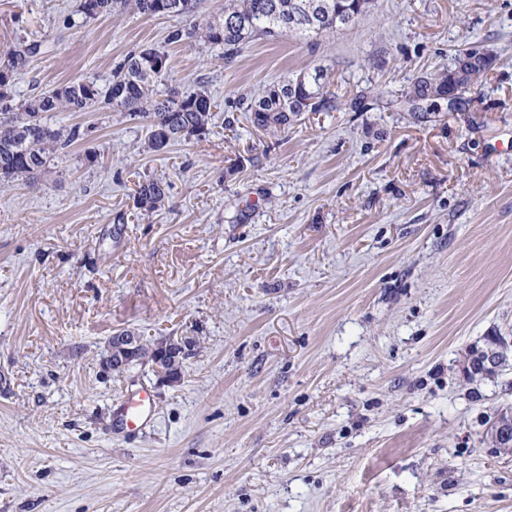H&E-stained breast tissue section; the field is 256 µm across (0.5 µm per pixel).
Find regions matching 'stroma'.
<instances>
[{
  "instance_id": "35a3bbf8",
  "label": "stroma",
  "mask_w": 512,
  "mask_h": 512,
  "mask_svg": "<svg viewBox=\"0 0 512 512\" xmlns=\"http://www.w3.org/2000/svg\"><path fill=\"white\" fill-rule=\"evenodd\" d=\"M78 5L0 0V51L45 47L14 102L155 45L160 92L201 84L217 107L161 153L125 113H55L87 138L0 192V512H512V457L486 437L512 406V0H373L230 63L166 44L174 18ZM467 50L496 62L466 110L400 103ZM317 68L336 111L273 135L240 112ZM153 178L170 190L149 212ZM124 329L194 337L181 384L105 372ZM476 348L507 361L468 375ZM143 386L155 425L114 432ZM168 185L160 180H148L136 190L135 202L139 209L147 211L161 206L167 196Z\"/></svg>"
}]
</instances>
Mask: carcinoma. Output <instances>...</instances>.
Instances as JSON below:
<instances>
[{
    "instance_id": "cac0c4a2",
    "label": "carcinoma",
    "mask_w": 512,
    "mask_h": 512,
    "mask_svg": "<svg viewBox=\"0 0 512 512\" xmlns=\"http://www.w3.org/2000/svg\"><path fill=\"white\" fill-rule=\"evenodd\" d=\"M371 0H224L222 15L202 23L193 21L198 0H80L79 12L95 19L126 10L129 6L143 16L157 15L190 19V23L172 26L166 35L169 44H205L224 47V59L231 61L243 46L262 36L279 38L298 35L311 37L333 33L355 24L367 11ZM42 42L21 40L0 52V185L20 182L38 184L57 155L87 133L79 125L61 132L47 125L49 112H82L91 108H110L126 112L148 123L147 148L165 151L185 137L203 134L216 107L204 87L169 90L159 98L156 86L169 77L167 55L154 46H141L126 54L113 68L108 84L75 79L61 87L14 104L10 87L16 73L29 59L41 53ZM489 54L473 52L470 61L433 77L415 80L401 94L414 109L423 103H436L439 92L450 87L466 91L478 84L492 67ZM245 111L254 128L274 134L294 125L305 112H333L336 96L324 90L319 77L299 75L269 86L255 99H245ZM168 185L148 180L136 190L138 208L147 211L161 206ZM158 348L153 339L139 338L127 367L153 365Z\"/></svg>"
}]
</instances>
